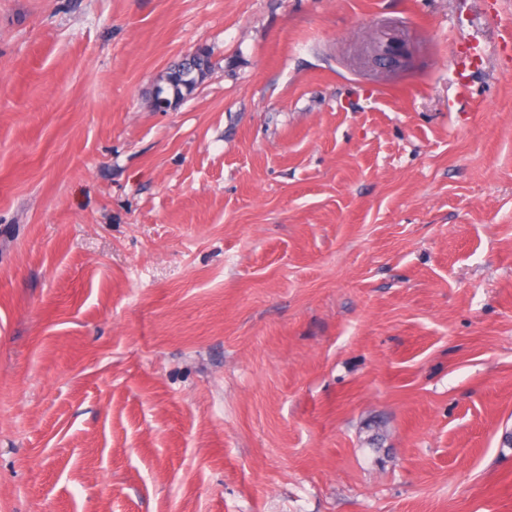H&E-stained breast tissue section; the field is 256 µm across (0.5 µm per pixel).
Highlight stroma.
<instances>
[{"label": "stroma", "instance_id": "1", "mask_svg": "<svg viewBox=\"0 0 512 512\" xmlns=\"http://www.w3.org/2000/svg\"><path fill=\"white\" fill-rule=\"evenodd\" d=\"M510 22L0 0V512H512ZM197 68L199 69L196 70ZM204 69L207 72L209 71L210 60L205 51H200L199 55L191 62L181 63L168 72L166 84L167 90H170L172 93V98L165 97L168 99L169 104H171L173 99L182 98L186 94L192 92L194 90L193 87L197 82L198 71L203 73ZM166 98L162 97L159 90H157L153 99L154 108L156 109L157 103H166Z\"/></svg>", "mask_w": 512, "mask_h": 512}]
</instances>
